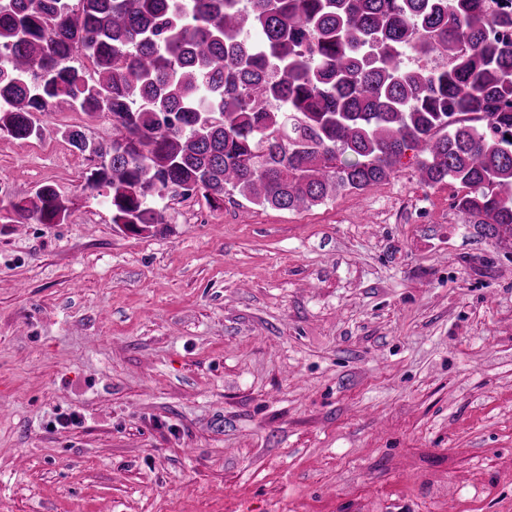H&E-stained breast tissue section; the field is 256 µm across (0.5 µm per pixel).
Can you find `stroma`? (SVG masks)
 <instances>
[{
  "instance_id": "stroma-1",
  "label": "stroma",
  "mask_w": 512,
  "mask_h": 512,
  "mask_svg": "<svg viewBox=\"0 0 512 512\" xmlns=\"http://www.w3.org/2000/svg\"><path fill=\"white\" fill-rule=\"evenodd\" d=\"M0 133V512H512V240L421 186L114 226L46 112ZM51 184L63 224L12 202ZM73 414L61 427L58 417Z\"/></svg>"
}]
</instances>
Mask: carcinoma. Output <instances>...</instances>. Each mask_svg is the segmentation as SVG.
I'll list each match as a JSON object with an SVG mask.
<instances>
[{
    "label": "carcinoma",
    "mask_w": 512,
    "mask_h": 512,
    "mask_svg": "<svg viewBox=\"0 0 512 512\" xmlns=\"http://www.w3.org/2000/svg\"><path fill=\"white\" fill-rule=\"evenodd\" d=\"M0 0V133L40 139L37 114L112 121L98 159L112 223H167L166 198L237 192L299 211L387 181L410 150L421 184L512 236V0ZM411 53L448 59L405 69ZM18 223L64 224L70 200L39 187Z\"/></svg>",
    "instance_id": "cac0c4a2"
}]
</instances>
